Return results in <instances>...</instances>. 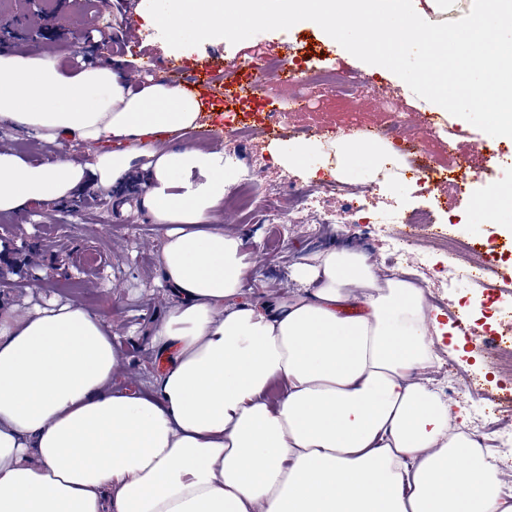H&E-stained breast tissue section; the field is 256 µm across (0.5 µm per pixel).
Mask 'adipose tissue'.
Masks as SVG:
<instances>
[{"mask_svg": "<svg viewBox=\"0 0 512 512\" xmlns=\"http://www.w3.org/2000/svg\"><path fill=\"white\" fill-rule=\"evenodd\" d=\"M203 105L120 64L0 48V124L89 159L0 150V212L108 190L140 172L139 202L169 225L177 297L151 344L152 394L112 387L104 314L0 303V512H512L506 473L429 370L461 353L426 288L333 246L295 264L296 293L242 300L245 239L207 230L242 173L188 141ZM333 176L377 175L385 144L343 139Z\"/></svg>", "mask_w": 512, "mask_h": 512, "instance_id": "1", "label": "adipose tissue"}]
</instances>
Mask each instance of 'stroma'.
<instances>
[{
  "instance_id": "obj_1",
  "label": "stroma",
  "mask_w": 512,
  "mask_h": 512,
  "mask_svg": "<svg viewBox=\"0 0 512 512\" xmlns=\"http://www.w3.org/2000/svg\"><path fill=\"white\" fill-rule=\"evenodd\" d=\"M100 0H0V45L30 44L33 31L54 27L63 50L64 65H72L84 51L106 63L112 57L126 58L125 71L130 80L147 82V57L157 61L175 60L188 74L198 73L205 64L221 63L240 69L265 57H283L285 46L310 51L315 65L336 68L346 78L358 79L388 88L392 101L402 112L406 125L400 142L421 143L422 162L440 163L453 169L459 158H467L470 174L477 178L468 193L461 194L439 186L416 185L388 174L381 187L392 192L404 205L434 209L439 223L434 228L413 232L412 250L424 259L418 280L427 287L432 304L457 313L460 306L469 309L465 320L480 322L485 288L502 285L512 278V266L499 265L484 272L481 282L460 277L450 287H442L444 269L455 265L457 258L439 249L436 237L448 230L447 219H456V233L474 246L479 256L489 257L505 236L512 235V170L505 162L512 159V138L492 140L491 136L467 121L450 117L459 130L453 150L429 140L426 128L435 107L415 96L394 73L374 69L353 55L343 53L338 43L319 26L301 21L287 30L259 33L256 40L230 44L222 38L208 40L200 46L173 49L160 34L141 28L134 0H110L100 8ZM309 110L296 113L285 126L294 142H316L330 148L340 138L355 134L365 124L382 120L384 109L373 93L362 94L353 108H337L334 98L322 89L311 92ZM192 140L202 147H217L237 153L243 164L259 174L261 187L280 193L279 212L269 217L263 198H256L251 214L224 209L213 222L214 228L233 229L243 235L249 250L257 255L243 290L245 299L269 301L286 297L295 290L290 278L294 264L329 246H351L378 261L384 272L395 266L383 239L363 235L353 224L343 195L318 193L313 208L325 216L327 223L320 232L291 221L295 192L311 189L312 179L297 168L274 165L269 157L271 141L263 133L253 138L235 140L224 134V115L201 113ZM499 150L489 153L491 142ZM21 150L34 160H51L63 155L75 161L89 157L92 146L73 142L61 147L44 144L24 133L0 126V147ZM499 193L500 208L494 220H487L473 201L484 197L488 189ZM139 193L135 181L102 190L92 186L72 198L31 205L19 213L0 212V302L22 309L59 298L55 282H80L82 293L77 300L85 307L102 311L112 325L124 351L119 370L112 377L113 388L132 392L150 390L156 377L155 351L151 330L159 323L176 297L161 285V252L167 225L152 223L138 207ZM42 281L33 290L32 281ZM435 385L447 388L448 381H468L467 393L447 389L450 399L466 409L475 404L495 412L512 404V373L505 372L497 359L487 361L486 368L463 367L448 361L434 375Z\"/></svg>"
}]
</instances>
